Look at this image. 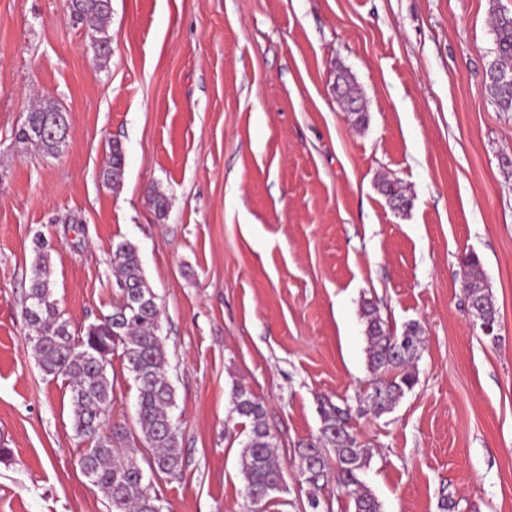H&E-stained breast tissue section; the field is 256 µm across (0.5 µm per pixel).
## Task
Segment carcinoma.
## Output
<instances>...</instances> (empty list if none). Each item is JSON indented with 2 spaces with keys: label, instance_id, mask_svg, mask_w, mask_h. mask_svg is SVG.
Listing matches in <instances>:
<instances>
[{
  "label": "carcinoma",
  "instance_id": "1",
  "mask_svg": "<svg viewBox=\"0 0 512 512\" xmlns=\"http://www.w3.org/2000/svg\"><path fill=\"white\" fill-rule=\"evenodd\" d=\"M68 9L73 23L91 32L96 58L107 59L111 0H68ZM493 31L495 48L487 70L488 91L502 111L512 112V13H495ZM336 88L354 106L355 121L365 122L361 99L345 75L336 76ZM28 116V123L18 131V142L34 144L47 153L58 151L68 137L66 113L46 104ZM123 168L122 146L114 140L103 180L112 186L120 184ZM383 192L399 207L408 205L397 181L383 184ZM35 253L27 293V302L35 307L24 310L23 315L36 333L33 347L41 371L62 379L70 388L73 429L78 438L88 443L78 465L90 485L105 494L110 512H156L160 498L153 487L151 468H157L169 481L179 479L183 450L170 415L175 390L167 377L169 360L157 335L160 307L154 302L156 294L146 281L137 249L128 241L116 244L113 264L119 280L126 285L125 291L112 307L107 322L77 331L62 317L53 297L46 242L37 241ZM466 266L470 270V280L464 288L468 304L482 309L488 319L497 320V311L485 292L479 259L467 258ZM362 313L367 323L368 359L373 374L368 406L371 411L382 413L416 384L411 364L422 340L415 324L407 325L398 335L385 328L372 305H364ZM117 351L136 387L137 437L120 425H110L114 381L108 378V367ZM232 403L233 412L251 424L241 452L245 496L254 504L268 503L284 483L285 467L274 451L261 403L243 388L233 393ZM347 420V411L338 406L322 409L321 436L299 450L300 477L313 489L308 503L313 508L320 503L316 494L319 482L334 471L350 497L352 512H380V503L359 480V472L369 462V451L350 433Z\"/></svg>",
  "mask_w": 512,
  "mask_h": 512
}]
</instances>
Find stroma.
<instances>
[{"label": "stroma", "instance_id": "stroma-1", "mask_svg": "<svg viewBox=\"0 0 512 512\" xmlns=\"http://www.w3.org/2000/svg\"><path fill=\"white\" fill-rule=\"evenodd\" d=\"M502 8L512 0H111L99 64L67 0H0V512H108L77 464L68 389L40 370L22 315L39 239L76 329L120 294L115 244L138 250L183 448L180 479L156 486L163 512H310L298 450L324 404L349 409L381 512L447 499L512 512V112L486 79ZM341 70L365 124L336 102ZM36 102L67 114L56 154L15 138ZM113 140L116 187L102 179ZM471 253L495 339L466 310ZM366 301L423 336L416 385L380 415L364 401ZM111 373V421L136 430L120 356ZM240 387L287 468L266 504L244 494Z\"/></svg>", "mask_w": 512, "mask_h": 512}]
</instances>
